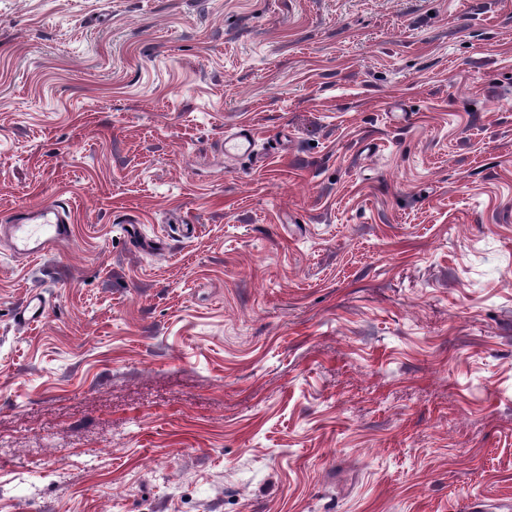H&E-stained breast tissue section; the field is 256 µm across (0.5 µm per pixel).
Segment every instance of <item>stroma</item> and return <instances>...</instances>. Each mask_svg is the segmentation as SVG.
<instances>
[{
	"label": "stroma",
	"instance_id": "obj_1",
	"mask_svg": "<svg viewBox=\"0 0 512 512\" xmlns=\"http://www.w3.org/2000/svg\"><path fill=\"white\" fill-rule=\"evenodd\" d=\"M53 202L0 512L512 503V0H0V221ZM224 145L227 146V153L248 157L254 147L253 133L247 125L242 124L236 132L226 136Z\"/></svg>",
	"mask_w": 512,
	"mask_h": 512
}]
</instances>
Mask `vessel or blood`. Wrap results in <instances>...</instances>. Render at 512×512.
<instances>
[{
	"label": "vessel or blood",
	"mask_w": 512,
	"mask_h": 512,
	"mask_svg": "<svg viewBox=\"0 0 512 512\" xmlns=\"http://www.w3.org/2000/svg\"><path fill=\"white\" fill-rule=\"evenodd\" d=\"M224 144L229 154L250 156L254 147V137L247 125L226 136ZM13 250L21 257H30L52 251L70 238L69 216L58 205H43L25 212L12 226ZM49 308L45 300L37 295L31 296L17 312L19 323L32 325L42 322Z\"/></svg>",
	"instance_id": "b4317fda"
}]
</instances>
